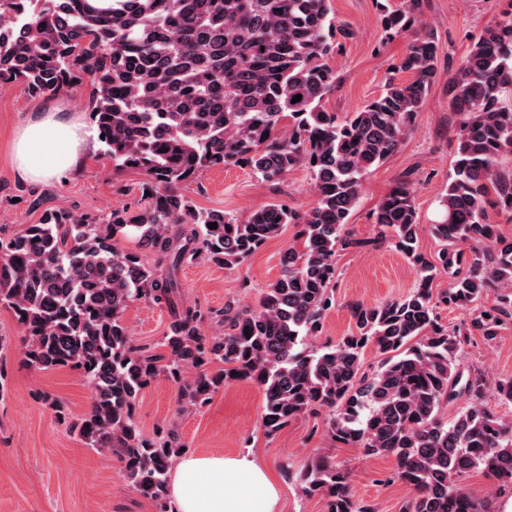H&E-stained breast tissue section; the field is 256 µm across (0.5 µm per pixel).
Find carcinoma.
Masks as SVG:
<instances>
[{
    "label": "carcinoma",
    "instance_id": "carcinoma-1",
    "mask_svg": "<svg viewBox=\"0 0 512 512\" xmlns=\"http://www.w3.org/2000/svg\"><path fill=\"white\" fill-rule=\"evenodd\" d=\"M422 4L400 0L383 11L389 35L411 33L397 65L411 80L388 82L341 119L322 106L336 85L329 58L342 46L337 37L349 36L330 17V0H112L107 10L89 0H0V82L40 96L89 77L105 154L116 169L143 171L149 192L137 210H46L39 223L0 236V303L27 333L28 364L70 367L91 387L90 410L73 432L94 448L119 449L131 486L160 512H168V473L181 445L173 435H143L133 412L160 374L193 407L226 384L254 381L268 434L328 411L334 441L395 457L394 476L415 492L402 512H498L496 496L478 499L461 487L473 470L512 489V419L483 401L490 392L512 402V377L490 385L460 362L464 339L491 343L512 321V240L486 221L488 204L512 215V170L500 167L512 157V108L502 102L512 91V12L482 30L458 67L448 66L461 122L454 173L430 225L442 248L430 259L419 252L412 182L401 181L375 223L416 265V286L396 300L352 304L355 331L334 346L304 348L333 303L336 252L353 245L345 225L362 178L411 134L441 76L434 33L415 29ZM221 165L248 167L272 183L305 166L319 199L303 213L263 204L243 220L196 209L183 185ZM288 224L301 229L258 308L227 304L224 333L202 336L203 311L174 299L180 267L199 258L239 264ZM128 234L155 263L118 247ZM442 273L448 289L435 294ZM490 295L492 304L458 327L438 321L439 305L467 311ZM141 299L173 313L165 354L132 345L123 315ZM369 346L379 356L370 371ZM461 399L466 405L445 420L444 408ZM297 480L305 493L327 498V512H376L353 500L347 473L327 458Z\"/></svg>",
    "mask_w": 512,
    "mask_h": 512
}]
</instances>
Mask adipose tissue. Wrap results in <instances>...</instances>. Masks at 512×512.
Masks as SVG:
<instances>
[{"label": "adipose tissue", "instance_id": "1", "mask_svg": "<svg viewBox=\"0 0 512 512\" xmlns=\"http://www.w3.org/2000/svg\"><path fill=\"white\" fill-rule=\"evenodd\" d=\"M95 135L71 112L52 108L28 116L13 161L25 179L45 183L76 167ZM175 512H281L280 492L253 455L185 456L170 484Z\"/></svg>", "mask_w": 512, "mask_h": 512}]
</instances>
